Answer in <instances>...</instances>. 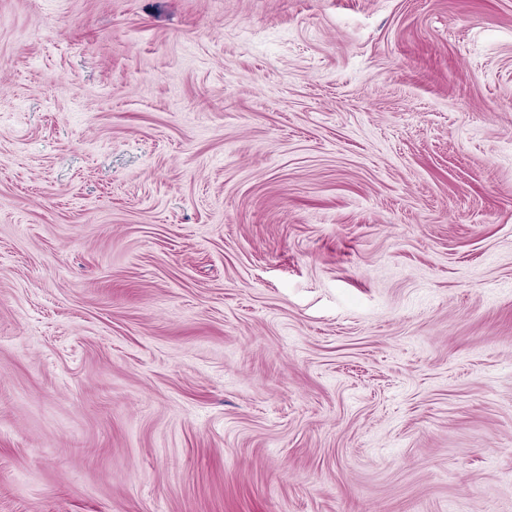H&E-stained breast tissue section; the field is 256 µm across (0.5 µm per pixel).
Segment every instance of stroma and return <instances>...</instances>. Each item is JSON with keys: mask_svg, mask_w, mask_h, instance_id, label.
<instances>
[{"mask_svg": "<svg viewBox=\"0 0 512 512\" xmlns=\"http://www.w3.org/2000/svg\"><path fill=\"white\" fill-rule=\"evenodd\" d=\"M0 512H512V0H0Z\"/></svg>", "mask_w": 512, "mask_h": 512, "instance_id": "35a3bbf8", "label": "stroma"}]
</instances>
